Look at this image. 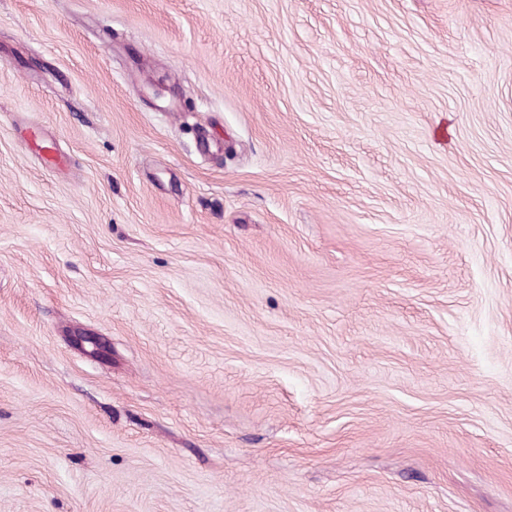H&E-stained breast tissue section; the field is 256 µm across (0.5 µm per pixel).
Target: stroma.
<instances>
[{
	"instance_id": "1",
	"label": "stroma",
	"mask_w": 512,
	"mask_h": 512,
	"mask_svg": "<svg viewBox=\"0 0 512 512\" xmlns=\"http://www.w3.org/2000/svg\"><path fill=\"white\" fill-rule=\"evenodd\" d=\"M0 512H512V0H0Z\"/></svg>"
}]
</instances>
